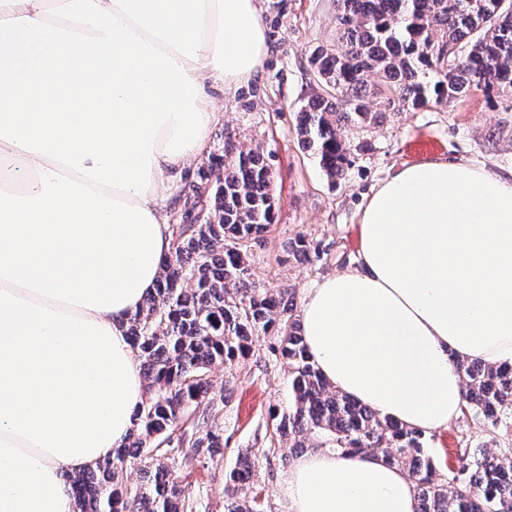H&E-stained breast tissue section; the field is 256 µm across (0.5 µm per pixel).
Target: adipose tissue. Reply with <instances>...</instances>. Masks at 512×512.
<instances>
[{"instance_id":"ef3b65f1","label":"adipose tissue","mask_w":512,"mask_h":512,"mask_svg":"<svg viewBox=\"0 0 512 512\" xmlns=\"http://www.w3.org/2000/svg\"><path fill=\"white\" fill-rule=\"evenodd\" d=\"M267 56L258 0H0V512H74L144 398L123 331L170 247L166 208ZM360 264L306 292L312 362L427 432L464 403L452 357L512 364V175L454 158L366 197ZM290 512H417L381 455L317 450Z\"/></svg>"}]
</instances>
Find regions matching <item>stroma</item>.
Wrapping results in <instances>:
<instances>
[{"mask_svg":"<svg viewBox=\"0 0 512 512\" xmlns=\"http://www.w3.org/2000/svg\"><path fill=\"white\" fill-rule=\"evenodd\" d=\"M260 5L267 58L259 73L236 90L210 87L224 119L211 130L205 153L223 154L229 134L243 149L263 152L269 159L277 218L250 254L252 278L261 287L290 288L300 298L326 275L355 265L360 206L402 165L423 161V154L413 149L418 139L436 141L435 156L512 171V89H501L492 98L475 89L440 105L386 113L377 125L346 127L341 136L351 149L352 164L345 180L332 184L317 159L302 149L296 125L315 85L309 57L336 37V0H260ZM300 235L326 246V254L302 261L289 257L285 247ZM269 344L260 339L249 356L210 373L214 390L230 391L221 413L224 455L204 463L195 456L178 460V472L190 483L199 512H224V476L242 448L259 461L250 487L260 496L263 512H289L281 485L297 453L279 436L272 414L287 411L290 379ZM428 446L444 473L466 449H511L512 419L490 433L464 408L447 427L432 432Z\"/></svg>","mask_w":512,"mask_h":512,"instance_id":"35a3bbf8","label":"stroma"}]
</instances>
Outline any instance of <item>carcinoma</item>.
I'll use <instances>...</instances> for the list:
<instances>
[{"mask_svg":"<svg viewBox=\"0 0 512 512\" xmlns=\"http://www.w3.org/2000/svg\"><path fill=\"white\" fill-rule=\"evenodd\" d=\"M310 65L316 84L299 115L300 141L336 184L351 166L343 127L473 88H512V0H338L336 41L315 49ZM200 178L206 195L172 225L156 288L125 320L145 379L134 428L111 457L69 477L75 512H195L176 458L224 455L217 414L227 396L212 391L211 367L248 356L266 336L288 365L291 401L277 431L292 447L312 436L316 449L381 453L413 481L418 512H512V450L476 448L441 475L424 431L331 387L310 361L292 291L251 280L250 244L275 221L264 155L226 136L224 154L209 158ZM455 367L469 409L493 428L512 418V364L458 359ZM131 467L142 474L134 484L123 479ZM255 468L239 451L224 512H262L246 496Z\"/></svg>","mask_w":512,"mask_h":512,"instance_id":"cac0c4a2","label":"carcinoma"}]
</instances>
